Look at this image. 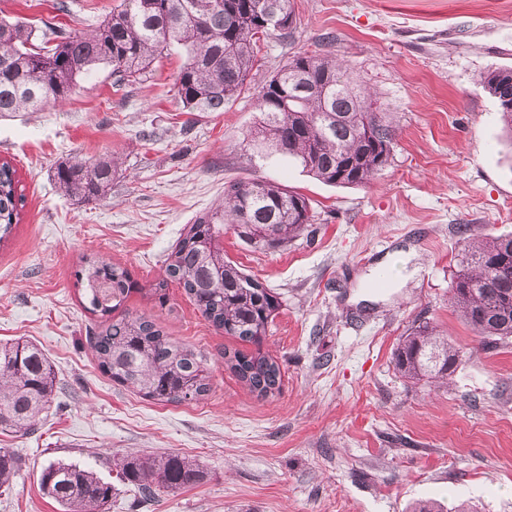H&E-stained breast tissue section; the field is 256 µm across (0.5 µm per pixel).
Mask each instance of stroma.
Returning <instances> with one entry per match:
<instances>
[{"instance_id": "35a3bbf8", "label": "stroma", "mask_w": 512, "mask_h": 512, "mask_svg": "<svg viewBox=\"0 0 512 512\" xmlns=\"http://www.w3.org/2000/svg\"><path fill=\"white\" fill-rule=\"evenodd\" d=\"M0 0L33 24L95 27L121 0ZM298 33L258 44L255 80L300 52L347 61L395 129L389 162L369 184L314 179L294 160L247 147L259 119L247 89L220 112L184 111L175 75L183 51L155 60L145 81L113 88L108 70L39 112L0 117V160L17 170L21 221L0 240V342L32 341L56 386L33 433L0 432L20 459L0 487V512H60L39 487L53 460L88 465L117 491L106 512H512V340L484 347L449 305L464 240L512 235V131L485 78L512 69V0H294ZM115 159L107 199L75 204L55 165ZM267 179L304 195L310 228L260 250L224 229V256L280 293L261 343L281 391L251 393L224 364L251 344L217 331L179 285L165 301L131 294L119 315L154 320L199 353L210 390L158 403L105 374L88 341L104 322L85 307L86 261L128 269L150 286L196 216L226 182ZM427 321L460 349L447 383L413 384L393 356ZM180 454L196 486L142 498L114 458Z\"/></svg>"}]
</instances>
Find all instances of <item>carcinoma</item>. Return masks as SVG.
<instances>
[{
  "mask_svg": "<svg viewBox=\"0 0 512 512\" xmlns=\"http://www.w3.org/2000/svg\"><path fill=\"white\" fill-rule=\"evenodd\" d=\"M275 15L279 26L265 25ZM297 30L291 0H122L92 30L67 33L50 21L35 27L0 15V116L38 112L67 99L80 81L109 69L117 85L143 80L154 61L176 44L184 62L176 94L187 112H222L252 76L257 42L276 36L293 40ZM486 84L512 128V71L489 72ZM260 118L254 138L288 156L316 179L361 186L387 165L394 129L385 109L358 84L347 65L326 55L299 52L255 90ZM115 173L112 157L60 162L58 190L77 203L107 198ZM14 166L0 164V225L20 220L25 197ZM304 196L270 180L235 181L224 202L196 217L167 259L166 275L179 284L216 330L260 345L280 307L271 289L224 259V225L263 249L288 245L310 224ZM449 302L483 339L512 338V236L478 245L463 240ZM87 309L106 326L90 338L100 368L113 381L160 402H191L210 390L195 353L165 336L143 316L112 317L134 291L127 269L89 261L77 272ZM458 350L428 322L402 338L395 368L410 382H435L455 370ZM224 364L257 396L281 388L279 364L261 349L224 351ZM55 385L53 365L27 341L0 343V430L24 436L37 424ZM145 499L161 489L198 484L202 472L191 459L125 456L115 461ZM18 457L0 448V485L18 470ZM39 485L61 512H103L114 487L89 466L52 461Z\"/></svg>",
  "mask_w": 512,
  "mask_h": 512,
  "instance_id": "cac0c4a2",
  "label": "carcinoma"
}]
</instances>
